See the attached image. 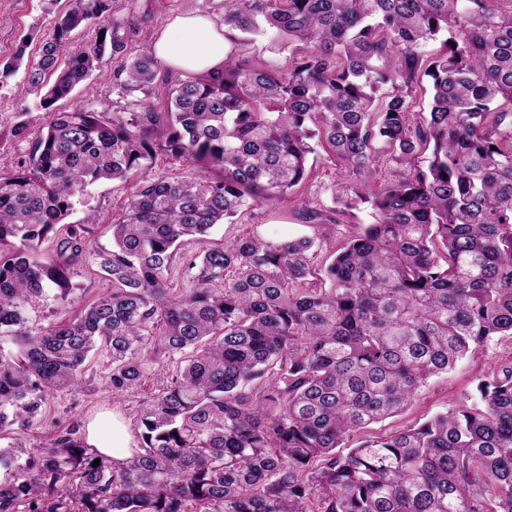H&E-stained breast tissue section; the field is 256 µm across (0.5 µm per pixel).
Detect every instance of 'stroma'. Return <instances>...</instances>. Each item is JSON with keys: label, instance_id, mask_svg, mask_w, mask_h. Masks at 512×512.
<instances>
[{"label": "stroma", "instance_id": "stroma-1", "mask_svg": "<svg viewBox=\"0 0 512 512\" xmlns=\"http://www.w3.org/2000/svg\"><path fill=\"white\" fill-rule=\"evenodd\" d=\"M73 6L72 0H0V60L8 58L23 38L33 44L50 38L57 16ZM203 14L215 23H222L224 0H112L109 15L114 22H131L136 35L129 42L122 57H104L91 77L76 90L75 100H62L58 109H71L79 103L98 110H108L110 115L122 116L132 109V97L126 96L117 85L116 75L125 57L150 52L158 35L178 15ZM23 73L0 79V170L17 169L29 151L30 139L36 138L45 123V113L34 94H22L19 86ZM26 125L28 136L14 137L17 125ZM311 174L302 186L287 199L272 200L251 208L238 216L235 223L220 224L204 237L187 241L183 251L188 257L220 246L224 239L259 232L273 238H285L305 233L306 226L300 213L307 209L337 215L335 195L344 182V168L339 159L323 147H316L309 159ZM150 177L173 180L183 178L206 179L213 177V169L202 164H191L172 155L165 145L159 144L151 159L146 162ZM139 179L130 176L124 180H110L89 187L76 203L67 224H81L88 228L91 246H105L111 240L110 222L121 212L137 190ZM58 225L57 231L65 233L66 226ZM75 287L74 303L69 306L67 317H75L80 308L98 297L110 293L112 283L105 279L96 265L83 264L70 275ZM62 314L46 306L30 313L32 322L49 325ZM512 360V336H500L456 364L448 372L432 377L422 386L415 400L400 414L375 423L351 435L350 444L392 433L423 423L444 413L454 403L467 397H476V388L482 381L491 379L494 371ZM175 365L164 361L153 366L141 384L125 398L116 401L108 387L111 366L105 353L92 355L86 364V382L76 390H64L49 395L42 404L37 423L29 430L0 440V449L14 445L20 454H28L52 437L53 422L68 425L80 424L82 431L93 427L111 428L113 417H120L129 432L137 430L138 402L159 389L173 375Z\"/></svg>", "mask_w": 512, "mask_h": 512}]
</instances>
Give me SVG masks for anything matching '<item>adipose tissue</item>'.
I'll return each instance as SVG.
<instances>
[{
  "mask_svg": "<svg viewBox=\"0 0 512 512\" xmlns=\"http://www.w3.org/2000/svg\"><path fill=\"white\" fill-rule=\"evenodd\" d=\"M232 51L223 27L202 14L175 17L154 44L156 57L184 74L221 69Z\"/></svg>",
  "mask_w": 512,
  "mask_h": 512,
  "instance_id": "obj_1",
  "label": "adipose tissue"
}]
</instances>
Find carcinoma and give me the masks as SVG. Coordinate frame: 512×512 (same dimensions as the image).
Wrapping results in <instances>:
<instances>
[{
  "label": "carcinoma",
  "mask_w": 512,
  "mask_h": 512,
  "mask_svg": "<svg viewBox=\"0 0 512 512\" xmlns=\"http://www.w3.org/2000/svg\"><path fill=\"white\" fill-rule=\"evenodd\" d=\"M111 9L74 0L35 59L24 42L0 67L25 70L24 91L46 112L28 160L0 171V437L30 428L47 394L81 386L102 348L114 399L162 358L178 370L139 404L140 446L117 467L77 425L22 463L0 451L14 471L0 512H512V367L477 399L339 451L430 377L512 336V0H224L232 43L265 38L288 49L286 67L232 53L224 70L171 85L141 54L119 86L153 89L167 108L56 111L136 33L113 22L72 43ZM389 55L392 69L376 65ZM422 73L430 102L416 117ZM157 141L219 174L143 175L111 247H90L71 224L40 260L75 199L140 172ZM315 141L356 181L389 151L396 171L381 192L338 196L346 209L370 204L372 221L320 266L333 219L316 211L301 216L311 236L227 239L189 259L194 287L174 291L184 239L293 193ZM90 260L112 292L74 319L33 325L29 310L71 303L70 269Z\"/></svg>",
  "instance_id": "carcinoma-1"
}]
</instances>
